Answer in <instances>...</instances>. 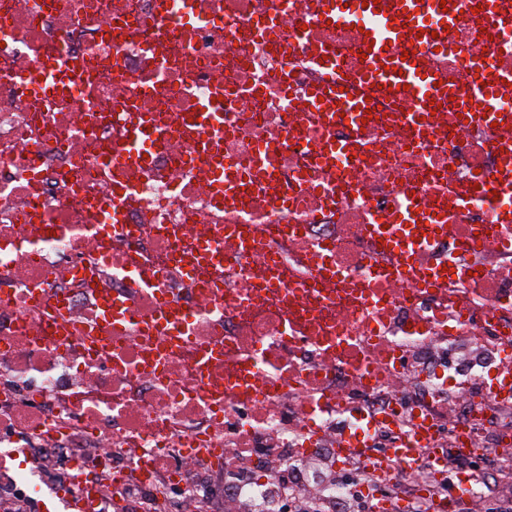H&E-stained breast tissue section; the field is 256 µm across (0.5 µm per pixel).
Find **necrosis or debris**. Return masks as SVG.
I'll return each mask as SVG.
<instances>
[{
    "label": "necrosis or debris",
    "mask_w": 512,
    "mask_h": 512,
    "mask_svg": "<svg viewBox=\"0 0 512 512\" xmlns=\"http://www.w3.org/2000/svg\"><path fill=\"white\" fill-rule=\"evenodd\" d=\"M186 2L188 23L158 0H0V512L49 487L83 512H307L401 474L433 500L443 473L389 448L512 445V121L444 111L420 136L400 97L323 160L346 130L304 111V62L324 47L358 72L356 27L314 0ZM479 2L421 58L460 98L474 61L512 68ZM49 66L62 89L38 84ZM218 81L212 145L186 125ZM130 108L154 141L115 167ZM406 194L448 227L416 255L448 268L431 288L397 284L364 231Z\"/></svg>",
    "instance_id": "necrosis-or-debris-1"
}]
</instances>
